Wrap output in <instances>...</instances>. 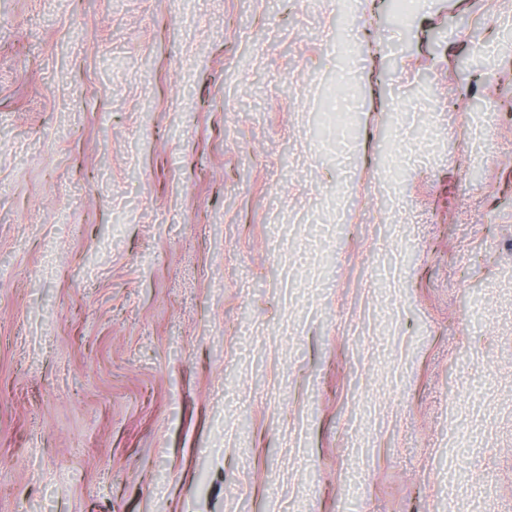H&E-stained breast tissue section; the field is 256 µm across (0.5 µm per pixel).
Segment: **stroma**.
Segmentation results:
<instances>
[{"mask_svg": "<svg viewBox=\"0 0 512 512\" xmlns=\"http://www.w3.org/2000/svg\"><path fill=\"white\" fill-rule=\"evenodd\" d=\"M375 2L0 0V512H512V0Z\"/></svg>", "mask_w": 512, "mask_h": 512, "instance_id": "1", "label": "stroma"}]
</instances>
